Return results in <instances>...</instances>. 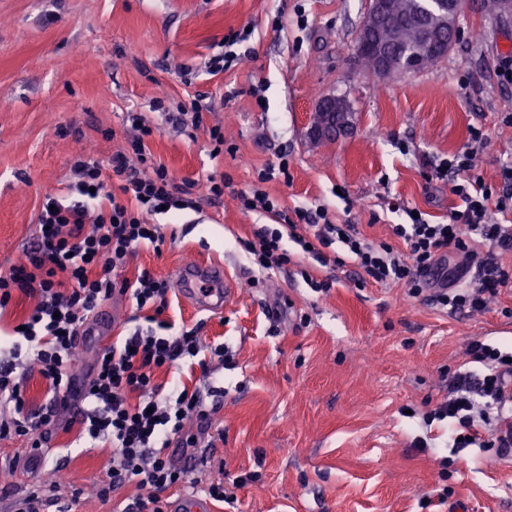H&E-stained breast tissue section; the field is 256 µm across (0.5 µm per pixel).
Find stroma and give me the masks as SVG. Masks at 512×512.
<instances>
[{"mask_svg":"<svg viewBox=\"0 0 512 512\" xmlns=\"http://www.w3.org/2000/svg\"><path fill=\"white\" fill-rule=\"evenodd\" d=\"M366 0H0V271L38 235L46 192L76 200V149L107 164L128 146L126 121L140 113L155 128L147 145L177 179L231 180L223 197L197 210L155 215L163 241L139 247L127 274L150 269L173 281L187 263L221 267L232 295L222 310L198 308L178 289L164 317L208 346H227L231 363L207 355L156 370L157 383L203 393L208 427L187 418L196 447L176 462L203 484L220 483L217 512H512V456L494 448L456 450L447 422L425 415L448 394L452 372L478 375L475 340L512 349V290L483 310L448 316L429 294L358 286L353 264L338 268L329 292L305 276L326 269L302 256L280 269L255 265L245 247L255 229L281 218L246 212L238 192L262 187L281 210L328 208L372 241L421 212L444 223L458 202L437 165L485 143L474 164L499 187L512 166V83L496 71L512 62V20L464 0L461 36L436 67L383 79L354 53ZM250 28L252 55L210 75L203 63L231 32ZM345 98L349 131L308 136L320 99ZM202 108L198 128H176L154 101ZM224 132L212 156L208 130ZM288 164V179L259 182L262 169ZM345 197H337V189ZM277 316H270V307ZM44 460L8 474L0 512L62 466L61 494L77 512H115L138 489L102 499L112 469L109 442H90L79 425L52 432Z\"/></svg>","mask_w":512,"mask_h":512,"instance_id":"obj_1","label":"stroma"}]
</instances>
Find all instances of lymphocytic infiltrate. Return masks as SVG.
I'll list each match as a JSON object with an SVG mask.
<instances>
[{
    "instance_id": "lymphocytic-infiltrate-1",
    "label": "lymphocytic infiltrate",
    "mask_w": 512,
    "mask_h": 512,
    "mask_svg": "<svg viewBox=\"0 0 512 512\" xmlns=\"http://www.w3.org/2000/svg\"><path fill=\"white\" fill-rule=\"evenodd\" d=\"M135 130L127 154L113 156L104 165L77 152L73 171L78 201L66 203L46 195L38 214L36 242L8 272L0 273V309L14 294L33 298L35 305L24 320L22 344L12 358L0 362V439L22 437L29 457L43 453L47 434L59 424L62 410L94 440L112 447L111 480L99 494L109 498L114 489L135 483L140 493L132 512H164L165 492L187 483L186 470L174 463L171 443L192 448L196 437L183 435L188 414L208 422L198 393L181 390L163 394L154 380L156 369L184 358L197 357L203 346L193 332L173 333L164 320L169 288L149 270L135 278L123 271L136 247L159 246L158 225L148 217L161 209L192 207L196 198H220L223 183L177 180L154 158L146 140L153 130L138 113H129ZM485 141L481 129L471 131V148L438 165L437 176H452L451 192L460 200L447 223L432 224L422 215L392 227L405 249L367 239L352 224L333 222L324 207L295 209L284 232L257 229L247 248L266 269L291 262L285 241H292L302 256L320 266L340 268L354 263L359 284H397L416 297L433 280L445 285L434 301L449 313L477 311L489 298L512 288V267L492 258L491 249L512 251V225L498 222L512 210V167L503 172L505 190H497L477 175L473 146ZM464 255L476 277L460 284L455 271L445 269L448 252ZM132 295L138 308L152 309L158 320L147 329H134L122 344L102 349L85 376L87 386H74V350L77 336L90 315L114 295ZM468 354L483 366L479 377L451 376L448 398L430 411V420L444 421L452 438L463 447H495L512 454V353L483 341L470 343ZM36 367L49 383L41 406L27 397L24 371Z\"/></svg>"
}]
</instances>
